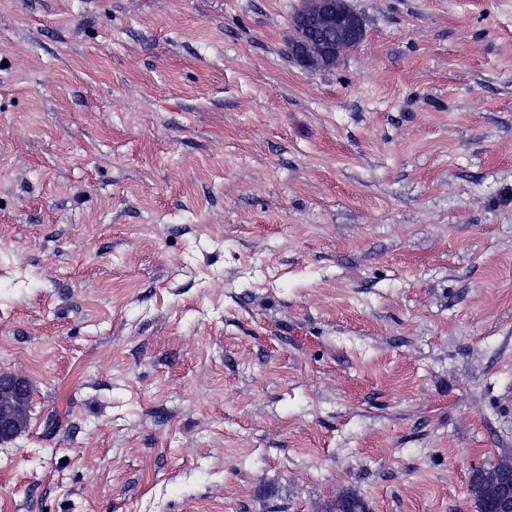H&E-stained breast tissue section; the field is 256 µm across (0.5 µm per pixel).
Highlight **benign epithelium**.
<instances>
[{
	"instance_id": "obj_1",
	"label": "benign epithelium",
	"mask_w": 512,
	"mask_h": 512,
	"mask_svg": "<svg viewBox=\"0 0 512 512\" xmlns=\"http://www.w3.org/2000/svg\"><path fill=\"white\" fill-rule=\"evenodd\" d=\"M291 58L307 71L328 70L365 37L363 17L350 0H300L291 17ZM32 390L27 378L0 373V443L13 440L26 427ZM475 512H512V459L490 469L472 471Z\"/></svg>"
}]
</instances>
